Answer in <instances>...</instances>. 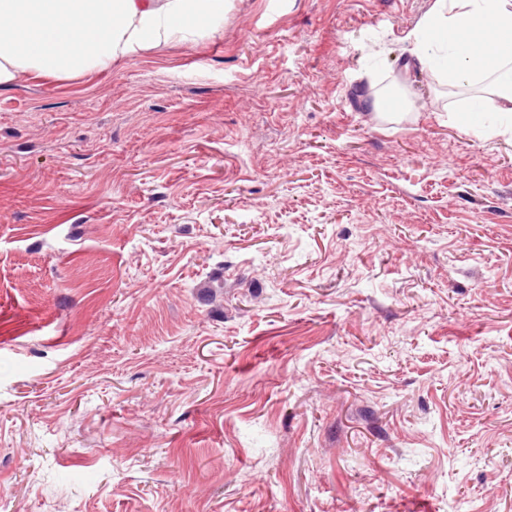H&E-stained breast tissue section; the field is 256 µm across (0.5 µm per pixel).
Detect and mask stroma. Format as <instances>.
I'll return each mask as SVG.
<instances>
[{
	"label": "stroma",
	"instance_id": "1",
	"mask_svg": "<svg viewBox=\"0 0 512 512\" xmlns=\"http://www.w3.org/2000/svg\"><path fill=\"white\" fill-rule=\"evenodd\" d=\"M434 2L0 89V512H512V138Z\"/></svg>",
	"mask_w": 512,
	"mask_h": 512
}]
</instances>
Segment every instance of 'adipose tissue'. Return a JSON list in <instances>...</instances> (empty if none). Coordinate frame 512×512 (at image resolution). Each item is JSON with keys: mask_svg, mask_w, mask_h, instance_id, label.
<instances>
[{"mask_svg": "<svg viewBox=\"0 0 512 512\" xmlns=\"http://www.w3.org/2000/svg\"><path fill=\"white\" fill-rule=\"evenodd\" d=\"M227 0H0V86L18 74L106 71L169 41L215 30ZM413 55L440 84L484 83L465 133H512V0H435Z\"/></svg>", "mask_w": 512, "mask_h": 512, "instance_id": "ef3b65f1", "label": "adipose tissue"}]
</instances>
